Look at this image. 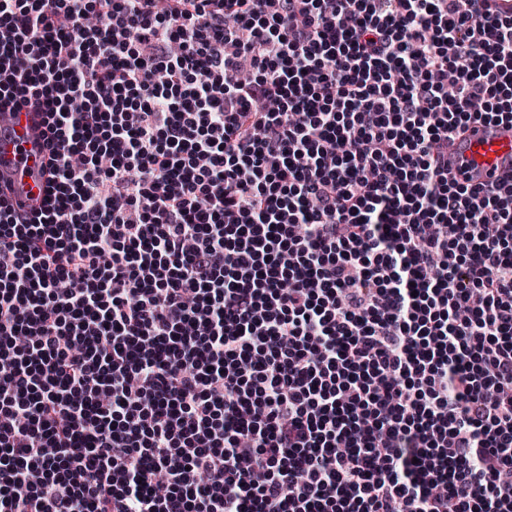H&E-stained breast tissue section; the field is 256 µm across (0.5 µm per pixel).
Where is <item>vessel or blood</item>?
<instances>
[{
    "label": "vessel or blood",
    "instance_id": "1",
    "mask_svg": "<svg viewBox=\"0 0 512 512\" xmlns=\"http://www.w3.org/2000/svg\"><path fill=\"white\" fill-rule=\"evenodd\" d=\"M43 115L21 111L0 114V179L12 202L42 205L50 194ZM452 152L463 155L481 182L497 185L512 178V128L477 125L455 139Z\"/></svg>",
    "mask_w": 512,
    "mask_h": 512
}]
</instances>
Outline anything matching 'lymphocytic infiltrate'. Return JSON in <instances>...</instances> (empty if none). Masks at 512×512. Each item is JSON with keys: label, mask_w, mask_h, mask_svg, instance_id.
I'll return each instance as SVG.
<instances>
[{"label": "lymphocytic infiltrate", "mask_w": 512, "mask_h": 512, "mask_svg": "<svg viewBox=\"0 0 512 512\" xmlns=\"http://www.w3.org/2000/svg\"><path fill=\"white\" fill-rule=\"evenodd\" d=\"M488 0H0V512H512ZM42 112H2L0 114V173L11 191L13 202L31 208L40 206L50 194L47 172L48 152L43 138ZM460 152L476 171L479 182L497 185L512 176V129L504 125H476L455 139L448 150Z\"/></svg>", "instance_id": "obj_1"}]
</instances>
